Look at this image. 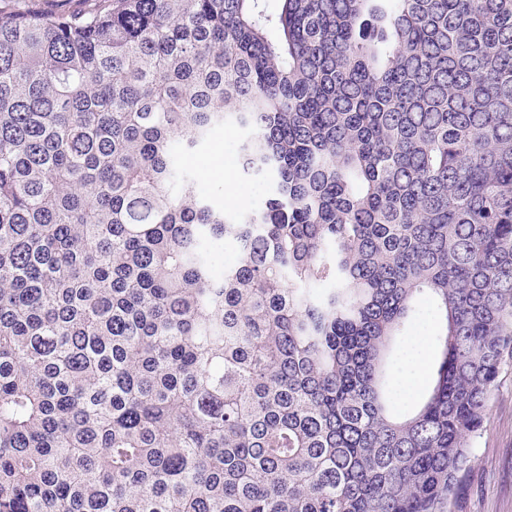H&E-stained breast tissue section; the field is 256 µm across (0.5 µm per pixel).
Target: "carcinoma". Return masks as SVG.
<instances>
[{
  "instance_id": "carcinoma-1",
  "label": "carcinoma",
  "mask_w": 512,
  "mask_h": 512,
  "mask_svg": "<svg viewBox=\"0 0 512 512\" xmlns=\"http://www.w3.org/2000/svg\"><path fill=\"white\" fill-rule=\"evenodd\" d=\"M14 2L0 512H447L512 354V0ZM228 124L232 217L180 163ZM433 332V324L431 317L428 313H425L422 315L419 319H417L409 332L408 338L403 346V349L401 351V355L398 359V362L396 363L395 367L392 369V386L397 389L399 382L401 380V377L403 375L404 371V364L402 362V358L405 355V353L410 349L413 337H414V348L410 350L405 358V368H406V376H407V382L405 384H402L399 387V393L401 395L410 394L413 391L414 388V381H413V374L416 370L422 369L424 364V354H425V344L428 339V345L426 350V356H425V368L422 372L421 381L412 395L409 399H401L398 398L394 401L395 407L397 411L403 413L411 408H413L422 395L426 392L429 384L430 379L426 375V370L429 367V365L432 362L433 358V349L429 341V336H431ZM424 335V336H420ZM427 336V339L426 337Z\"/></svg>"
}]
</instances>
